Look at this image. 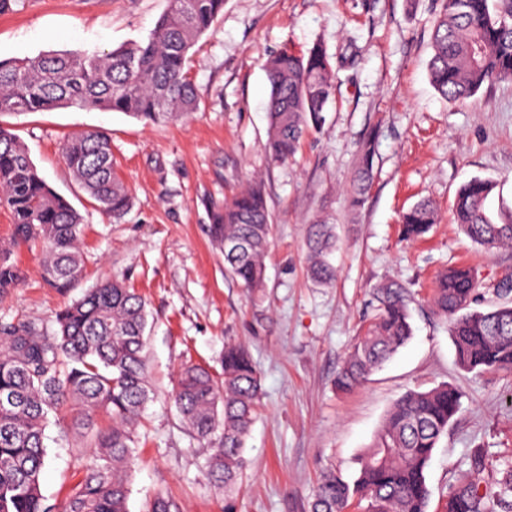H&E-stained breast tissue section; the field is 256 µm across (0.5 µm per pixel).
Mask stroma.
<instances>
[{
    "label": "stroma",
    "instance_id": "stroma-1",
    "mask_svg": "<svg viewBox=\"0 0 512 512\" xmlns=\"http://www.w3.org/2000/svg\"><path fill=\"white\" fill-rule=\"evenodd\" d=\"M167 0H21L0 15V58L54 51H108L145 40ZM438 0H224V11L193 55L198 110L146 125L121 112L75 107L0 116L27 146L54 191L85 218L83 277L60 293L41 278L42 254L21 247L26 274L0 297V323L27 319L52 327L55 314L98 282L125 278L150 311L147 358L156 398L136 429L138 461L129 478V512H146L167 488L181 512H308L329 467L353 474L391 405L410 390L448 383L460 409L427 470L429 512H441L474 450L493 484L512 469V372L466 371L430 295L436 274L465 263L482 285L512 276V249L486 250L452 221L460 186L496 183L493 208L512 210V82L465 105L440 98L429 80ZM322 43L336 87L322 130L308 131L295 155L267 150V65L280 51L303 54ZM105 131L116 169L135 203L121 221L95 210L62 154L68 138ZM373 178L360 208L350 188L366 141ZM260 184L271 214L265 281L250 292L224 269L209 234L210 204ZM430 199L439 220L422 239L402 240V214ZM332 224L339 237L331 285L307 273L306 232ZM386 279L409 290L413 336L359 388L336 375L365 327L372 289ZM244 345L262 395L247 440L240 488L225 495L207 474L208 450L183 427L167 398L188 363L221 374L224 347ZM41 488L63 512L89 457L67 422L47 430Z\"/></svg>",
    "mask_w": 512,
    "mask_h": 512
}]
</instances>
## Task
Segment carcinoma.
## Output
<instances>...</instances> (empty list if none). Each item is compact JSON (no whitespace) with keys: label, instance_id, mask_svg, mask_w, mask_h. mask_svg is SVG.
<instances>
[{"label":"carcinoma","instance_id":"cac0c4a2","mask_svg":"<svg viewBox=\"0 0 512 512\" xmlns=\"http://www.w3.org/2000/svg\"><path fill=\"white\" fill-rule=\"evenodd\" d=\"M224 10V0H169L166 13L144 42L108 52L48 53L0 59V115L78 107L123 112L146 124L187 117L197 110L189 75L193 49ZM431 83L451 103L470 102L480 90L512 81V0H440L429 64ZM268 147L277 159L293 155L305 133L319 130L333 96L326 51H280L268 64ZM66 164L96 209L120 220L134 200L119 178L112 139L91 131L68 140ZM373 171L371 145L363 147L351 202L362 203ZM496 184L473 179L456 192L453 222L472 242L492 250L512 246V213L500 224L489 215ZM0 206L12 218L14 244L42 248L44 282L67 292L79 282L83 218L55 193L25 144L0 125ZM438 220L434 205L421 200L401 216L406 240ZM209 232L224 253L225 269L245 287L263 286L272 225L260 187L210 207ZM336 247L331 224L310 225L309 274L324 285L334 278L328 255ZM0 246V296L23 278ZM478 278L467 266L436 277L435 311L448 323L457 364L464 370L512 371V299L489 311L472 307ZM375 317L357 337L336 376L351 390L387 361L412 336L405 287L388 280L373 289ZM149 312L146 301L124 282L89 289L55 316L56 328L26 320L0 326V512H54L43 495L46 430L71 416V428L86 439L93 462L68 495L65 512H128V472L136 447L134 422L153 400L146 360ZM261 397V380L241 345L224 348V372L201 366L182 369L171 399L189 432L210 448L209 476L232 490L246 467L244 450ZM460 407L456 387L442 384L398 398L353 478L330 469L313 491L310 512H428L426 472L435 448ZM482 454L470 474L453 486L443 512H512V472L481 487ZM150 512H180L166 489L154 495Z\"/></svg>","mask_w":512,"mask_h":512}]
</instances>
